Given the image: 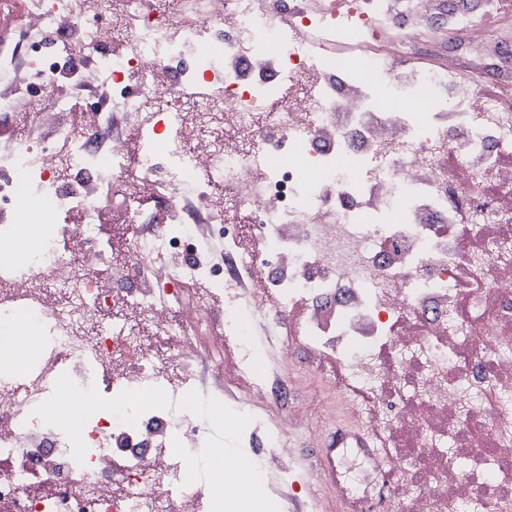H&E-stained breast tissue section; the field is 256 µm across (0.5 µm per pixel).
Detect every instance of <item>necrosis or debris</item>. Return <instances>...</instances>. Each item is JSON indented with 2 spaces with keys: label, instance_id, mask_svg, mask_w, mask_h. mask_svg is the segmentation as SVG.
<instances>
[{
  "label": "necrosis or debris",
  "instance_id": "obj_1",
  "mask_svg": "<svg viewBox=\"0 0 512 512\" xmlns=\"http://www.w3.org/2000/svg\"><path fill=\"white\" fill-rule=\"evenodd\" d=\"M274 3L259 13L251 0H209L206 14L173 22L164 0H39L19 16L20 37H79L97 69L23 48L48 90L33 112L52 138H0V201L13 202L0 255L16 225H46L26 265L0 264V314L24 312L45 347L0 375V512H216L224 439L201 417L227 401L241 430L266 419L280 472L294 455L290 429L328 437L314 512H512V102L487 93L486 75L462 89L453 68L318 54L308 37L327 29L364 42L385 21L409 43L419 26L476 50L492 0L434 15L431 0H353L351 13L324 17ZM120 37L130 50L116 58ZM161 69L170 79L159 90ZM96 76L111 81L121 118L103 112L73 131L57 88ZM190 122L209 135L199 156L180 147ZM128 128L144 137L134 172ZM161 168L166 220L110 258L97 216L113 187L150 184ZM222 183L232 197L214 195ZM241 210L253 245L225 239L208 264L189 252L195 219ZM74 211L82 221L65 222ZM180 248L183 263L169 268ZM267 260L262 288L241 305L236 282ZM186 280L206 285L188 326L167 316ZM45 281L66 290L64 305H44ZM106 308L112 321L99 323ZM271 314L286 355L269 363L255 325ZM147 328L177 346L147 350ZM298 347L315 360L300 373L288 356ZM199 365L220 375V392L189 383ZM100 373L111 379L103 392ZM59 377L71 403L93 406L83 456L48 410ZM298 384L310 399L282 406L280 389Z\"/></svg>",
  "mask_w": 512,
  "mask_h": 512
}]
</instances>
